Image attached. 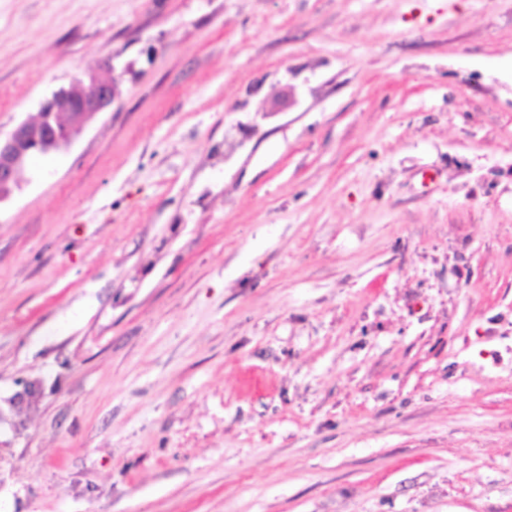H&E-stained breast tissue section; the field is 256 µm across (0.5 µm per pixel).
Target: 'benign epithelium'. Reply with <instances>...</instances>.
I'll list each match as a JSON object with an SVG mask.
<instances>
[{
	"instance_id": "7a95c632",
	"label": "benign epithelium",
	"mask_w": 512,
	"mask_h": 512,
	"mask_svg": "<svg viewBox=\"0 0 512 512\" xmlns=\"http://www.w3.org/2000/svg\"><path fill=\"white\" fill-rule=\"evenodd\" d=\"M80 86L83 93L77 106H70L66 94L59 91L42 103L38 123L21 122L8 135L0 137V203L9 200L19 187V174L29 159L67 147L112 104V83L101 80L95 72H86ZM39 394L37 383L24 382L22 389L9 399V404L19 410Z\"/></svg>"
}]
</instances>
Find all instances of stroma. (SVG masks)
Masks as SVG:
<instances>
[{"label":"stroma","instance_id":"obj_1","mask_svg":"<svg viewBox=\"0 0 512 512\" xmlns=\"http://www.w3.org/2000/svg\"><path fill=\"white\" fill-rule=\"evenodd\" d=\"M90 69L0 203V512H512V0H0V134ZM80 86L83 93L77 106H70L66 94L58 91L42 103L40 112L44 116L37 124L24 121L5 137L0 135V203L9 200L19 187V174L29 159L67 147L112 104V82L101 80L94 71L84 74ZM62 112H66L67 118L59 121Z\"/></svg>","mask_w":512,"mask_h":512}]
</instances>
